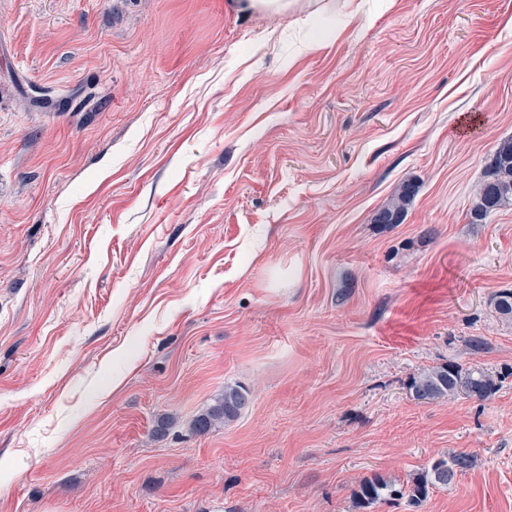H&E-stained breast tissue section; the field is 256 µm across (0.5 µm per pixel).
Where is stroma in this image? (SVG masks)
I'll return each mask as SVG.
<instances>
[{"instance_id": "stroma-1", "label": "stroma", "mask_w": 512, "mask_h": 512, "mask_svg": "<svg viewBox=\"0 0 512 512\" xmlns=\"http://www.w3.org/2000/svg\"><path fill=\"white\" fill-rule=\"evenodd\" d=\"M360 2L0 0V512H358L457 453L370 512H512V204L469 221L512 0ZM449 361L497 392L414 400ZM228 384L249 408L193 432ZM241 3L237 8L244 11L265 14L268 16H287L288 14L302 10L311 5V3L301 2V0H236ZM416 188L412 183H406L401 187L397 201L394 205L380 210L375 219L376 224H397L400 221L402 211L413 198ZM473 464V456L458 453L434 461L399 484L379 475L363 478L354 491L356 506L359 511H364L388 498L404 496L414 506H420L428 498L430 490L448 488L459 474L469 470Z\"/></svg>"}]
</instances>
